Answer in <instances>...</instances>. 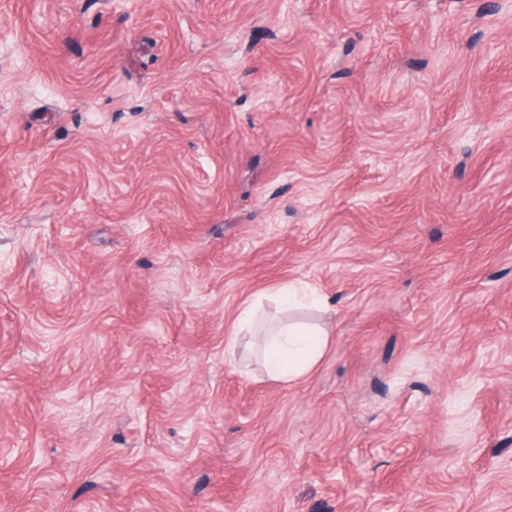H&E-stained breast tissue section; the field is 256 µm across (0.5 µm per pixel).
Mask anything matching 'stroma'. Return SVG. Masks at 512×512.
Masks as SVG:
<instances>
[{
  "instance_id": "obj_1",
  "label": "stroma",
  "mask_w": 512,
  "mask_h": 512,
  "mask_svg": "<svg viewBox=\"0 0 512 512\" xmlns=\"http://www.w3.org/2000/svg\"><path fill=\"white\" fill-rule=\"evenodd\" d=\"M0 512H512V0H0ZM275 290V295L282 300H288L289 304H299L311 301L319 305H324V299L322 297L314 296L312 288H301L294 284H288L282 288H276ZM265 336L266 369L281 382L290 383L308 374L320 361L329 343V332L297 324H282Z\"/></svg>"
}]
</instances>
